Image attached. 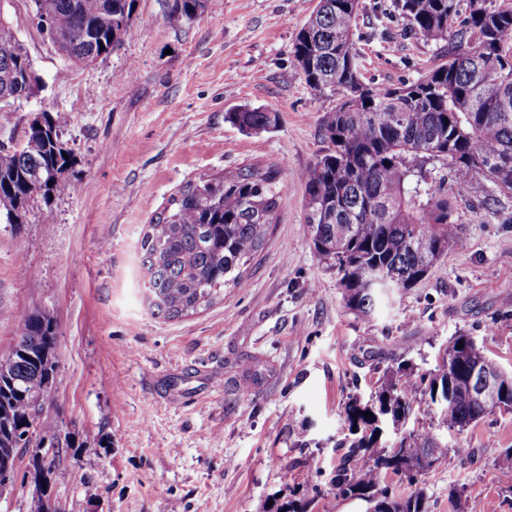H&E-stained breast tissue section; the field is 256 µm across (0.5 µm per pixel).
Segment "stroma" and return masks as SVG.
<instances>
[{
	"label": "stroma",
	"instance_id": "stroma-1",
	"mask_svg": "<svg viewBox=\"0 0 512 512\" xmlns=\"http://www.w3.org/2000/svg\"><path fill=\"white\" fill-rule=\"evenodd\" d=\"M316 3L206 0L174 27L165 0H137L120 49L77 67L40 32L30 0H0L40 79L36 96L0 108V140L63 112L75 151L51 221L37 207L25 223L0 220V357L24 315L39 309L56 325L45 410L69 441L47 475L56 512H275L288 501L367 512L333 484L352 399H371L401 363L434 372L460 333L512 372V195L481 172L460 186L435 163L466 246L373 314L346 307L317 256L301 173L327 146L337 98L310 87L293 56ZM352 34L363 81L379 87L416 81L450 49L417 34L396 0H360ZM243 106L277 112L278 125L241 132L225 115ZM248 165L281 166V193L241 283L195 314L153 315L143 233L187 181ZM413 408L412 426L438 433L448 456L417 484L386 485L421 490L428 512H512L495 465L512 448V414L449 432L422 396ZM38 452L18 462L0 512H38Z\"/></svg>",
	"mask_w": 512,
	"mask_h": 512
}]
</instances>
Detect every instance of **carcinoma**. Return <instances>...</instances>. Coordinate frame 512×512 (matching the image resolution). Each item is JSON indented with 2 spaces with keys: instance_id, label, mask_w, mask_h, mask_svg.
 I'll return each mask as SVG.
<instances>
[{
  "instance_id": "1",
  "label": "carcinoma",
  "mask_w": 512,
  "mask_h": 512,
  "mask_svg": "<svg viewBox=\"0 0 512 512\" xmlns=\"http://www.w3.org/2000/svg\"><path fill=\"white\" fill-rule=\"evenodd\" d=\"M34 17L59 22L51 38L67 57L95 62L116 50L131 32L137 0H31ZM397 0L415 31L427 40H448L454 53L421 79L398 87L365 84L352 24L359 0H317L297 33L294 57L310 86L341 92L324 116L326 150L303 173L306 228L317 254L334 262L346 306L371 314L379 294L376 276L399 292L413 288L450 248L465 245L444 180L431 179V160L450 166L458 182L481 172L501 193L512 194V2ZM205 0H169L167 21H192ZM37 86L32 62L11 22L0 16V106L29 98ZM253 135L274 127L279 115L242 108L226 115ZM64 114L46 112L28 126L20 151H0V216L26 222L56 186L51 175L68 171L74 151L61 139ZM280 167L249 166L233 173L201 175L183 186L144 232L140 247L149 275L150 305L181 317L213 304L224 284L241 281V266L262 244L278 206ZM465 335L451 338L442 365L424 376L403 365L367 402L345 409L356 435L336 470L337 494L371 504L370 512H426L423 493L396 497L382 485L392 474L410 482L448 454L430 431L407 428L412 397L422 392L449 431L462 432L491 410L474 395L471 371L500 374L507 384L500 413H512V374ZM56 332L48 314L21 319L12 351L0 358V449L25 447L30 401L54 380ZM371 416H364V412ZM34 431L54 440L57 422L42 416Z\"/></svg>"
}]
</instances>
